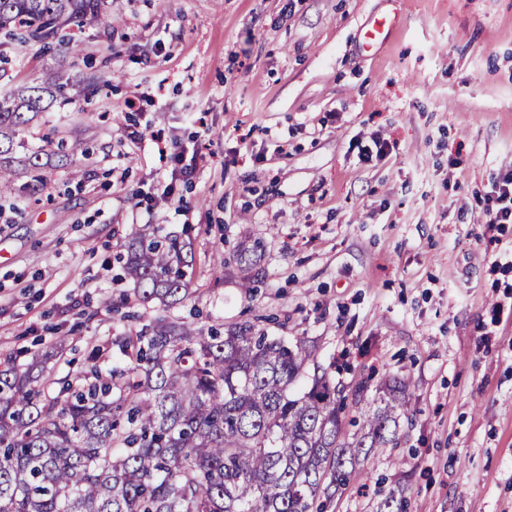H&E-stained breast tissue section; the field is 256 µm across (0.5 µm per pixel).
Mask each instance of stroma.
Returning a JSON list of instances; mask_svg holds the SVG:
<instances>
[{
    "label": "stroma",
    "mask_w": 512,
    "mask_h": 512,
    "mask_svg": "<svg viewBox=\"0 0 512 512\" xmlns=\"http://www.w3.org/2000/svg\"><path fill=\"white\" fill-rule=\"evenodd\" d=\"M80 53L9 43L0 96L44 70L99 87L21 136L38 194L0 209V363L62 347L52 377L116 351L132 226H192L200 324L258 315L345 386L408 383L398 444L328 512H512V224L484 199L512 170V0H107ZM394 24L365 49L373 17ZM86 142L66 162L44 141ZM198 157L191 177L154 140ZM386 143L365 161L358 147ZM175 199L163 197L167 183ZM261 240L252 270L224 265Z\"/></svg>",
    "instance_id": "obj_1"
}]
</instances>
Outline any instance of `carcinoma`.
Returning a JSON list of instances; mask_svg holds the SVG:
<instances>
[{"label": "carcinoma", "mask_w": 512, "mask_h": 512, "mask_svg": "<svg viewBox=\"0 0 512 512\" xmlns=\"http://www.w3.org/2000/svg\"><path fill=\"white\" fill-rule=\"evenodd\" d=\"M105 2L0 0V45L96 27ZM63 89L47 72L0 98V198L15 191L21 162L36 190L39 154L18 134ZM118 259L135 304L157 299L163 312L113 334L124 360L105 371L55 379L38 351L0 368V512H325L396 440L404 381L347 420L343 388L309 348L247 322L222 331L168 314L191 298L180 236L135 226ZM235 261L257 265L259 245ZM379 512H407L404 492Z\"/></svg>", "instance_id": "carcinoma-1"}]
</instances>
